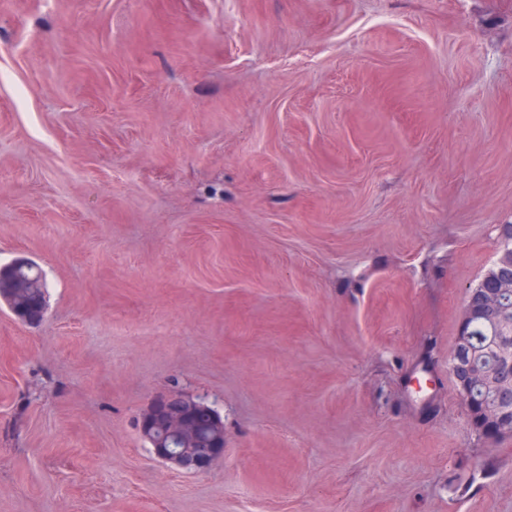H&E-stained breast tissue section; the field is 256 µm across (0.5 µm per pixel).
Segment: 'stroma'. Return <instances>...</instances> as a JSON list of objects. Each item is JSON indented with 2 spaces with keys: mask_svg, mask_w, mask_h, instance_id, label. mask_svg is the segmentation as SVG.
Listing matches in <instances>:
<instances>
[{
  "mask_svg": "<svg viewBox=\"0 0 512 512\" xmlns=\"http://www.w3.org/2000/svg\"><path fill=\"white\" fill-rule=\"evenodd\" d=\"M501 224L512 0H0V512H512L448 365ZM0 293H9L11 298H5L3 301L12 310L13 304L21 309H27L34 299L41 298L46 302V283L31 268H17V273H13L2 279L0 277ZM219 424L222 434L204 442V448H175L172 444L189 425L203 429L219 427ZM139 425L142 436L153 447V454L178 473H202L224 458V425L215 405L206 400L186 396L161 397L142 414ZM161 429L166 433L155 438L156 431Z\"/></svg>",
  "mask_w": 512,
  "mask_h": 512,
  "instance_id": "stroma-1",
  "label": "stroma"
}]
</instances>
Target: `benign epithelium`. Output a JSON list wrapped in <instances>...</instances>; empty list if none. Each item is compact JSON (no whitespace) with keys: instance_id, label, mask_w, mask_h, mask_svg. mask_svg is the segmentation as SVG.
Segmentation results:
<instances>
[{"instance_id":"benign-epithelium-1","label":"benign epithelium","mask_w":512,"mask_h":512,"mask_svg":"<svg viewBox=\"0 0 512 512\" xmlns=\"http://www.w3.org/2000/svg\"><path fill=\"white\" fill-rule=\"evenodd\" d=\"M502 254L495 267V282L490 288H475L469 291L464 315L459 327L456 345L451 356V372L457 395L463 401L469 417H479L483 423L480 433L488 440H496L505 433H512V417L487 411L483 408L473 411L471 392L481 386H491L499 395L512 396V360L503 368L495 369L488 377L474 370L466 361L470 350L468 322L480 317L498 322L504 317V292L512 291V231L499 230ZM222 423L215 405L206 400L186 396L161 397L146 409L140 418L142 436L152 445L153 454L171 465L178 473L198 474L207 471L215 462L224 458V435L204 442L202 448H177L173 441L187 426L197 428L217 427ZM164 430L160 437H154L158 430Z\"/></svg>"}]
</instances>
